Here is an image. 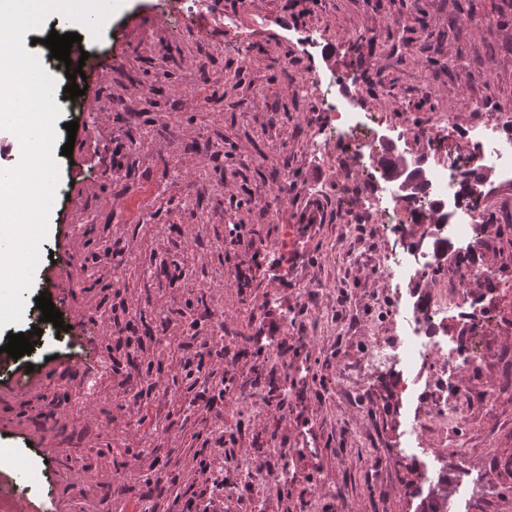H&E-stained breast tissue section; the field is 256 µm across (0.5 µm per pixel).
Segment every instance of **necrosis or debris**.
Segmentation results:
<instances>
[{"label": "necrosis or debris", "mask_w": 512, "mask_h": 512, "mask_svg": "<svg viewBox=\"0 0 512 512\" xmlns=\"http://www.w3.org/2000/svg\"><path fill=\"white\" fill-rule=\"evenodd\" d=\"M302 89L315 102L319 121L311 145L322 159L331 160L339 151L357 157L386 153L377 132L387 122L383 113L351 109L336 97L331 84L312 75L303 77ZM465 136L472 144L471 153L464 157L447 153L428 181L410 193H400L390 178L371 179L361 168L349 186L350 195L362 200L350 212L352 223L381 225L400 241L399 248L382 257L389 279L404 278L411 271L424 277L437 268L443 273L434 292L416 300L405 301L401 291H394L392 313L398 334L392 342L372 345L357 371L358 380L368 386L377 374L390 369L434 364L435 372L428 377L413 414L416 435L434 426L457 429L463 425L470 395L465 387L449 385L448 380L462 369L480 371L490 358L482 333L497 314L487 305L474 303L464 283L480 282L493 295L504 286L481 256L488 249L485 201L499 185H512V114L482 116L467 128ZM486 169L498 174L499 184L481 178ZM411 224L429 226L428 244L405 240L404 231ZM455 241L465 243L466 248L447 259L442 248ZM452 312L468 325L466 336L455 345L440 335ZM289 466L287 455L275 444L249 458H232L229 470L233 484L253 485L262 482L270 469L287 475Z\"/></svg>", "instance_id": "necrosis-or-debris-1"}]
</instances>
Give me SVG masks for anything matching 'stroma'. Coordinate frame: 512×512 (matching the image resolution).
I'll use <instances>...</instances> for the list:
<instances>
[{"mask_svg":"<svg viewBox=\"0 0 512 512\" xmlns=\"http://www.w3.org/2000/svg\"><path fill=\"white\" fill-rule=\"evenodd\" d=\"M221 2L240 27L262 19L249 54L228 33L199 35L200 19L156 32L167 0H120L86 45L85 94L65 98L63 72H54L57 142L74 148L58 159L23 317L0 329V490L16 489L19 464L34 475L20 491L28 512H134L151 483L164 489L152 498L156 512H187L211 497L223 512H249L257 490L233 485L224 455L246 457L275 441L293 456L268 512H337L340 498L349 512H416L425 473L459 464L493 495L481 506L457 489L455 512H512V345L495 326L484 336L496 360L457 376L481 400L455 446L432 431L410 436L423 389L414 374L378 381L353 405L341 398L345 368L393 334L381 299L395 284L378 253L383 227L355 230L337 208L347 161L314 157L307 107L284 69L290 62L300 73L368 77L376 94L363 107L396 124L447 113L440 137L465 155L463 132L477 113L512 109V0H478L473 15L461 0H313L300 19L284 0ZM475 15L481 25H472ZM313 28L323 36L308 56L299 37ZM103 66L108 74L94 80ZM233 224L251 240L255 262L243 263ZM117 263L133 276L129 288L113 283ZM62 282L73 288L66 300L57 297ZM43 294L54 297L67 331L46 326L32 353L9 357L8 333L31 331ZM163 308L170 321L147 350L151 370L132 368L121 352L127 320L139 311L150 321ZM213 309L224 313L217 355L204 316ZM192 335L213 375L193 386L175 360ZM105 358L120 364L111 387L70 407L74 362L90 371ZM18 375L29 384L23 396L12 392ZM129 375L150 386L149 396L122 397ZM252 381L288 401L225 443L218 428L233 422L238 390ZM152 408L170 410L164 426L141 425ZM402 452L413 462L390 470Z\"/></svg>","mask_w":512,"mask_h":512,"instance_id":"35a3bbf8","label":"stroma"}]
</instances>
